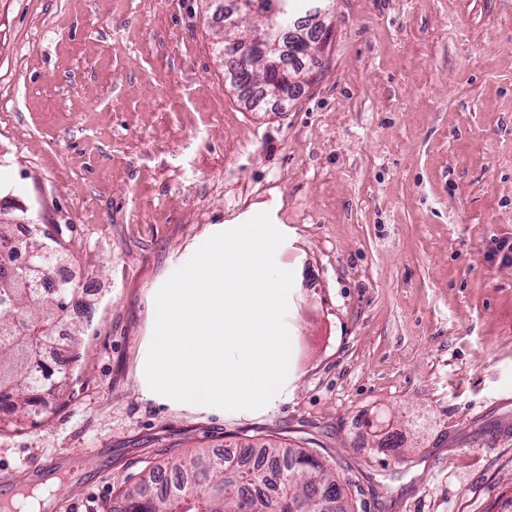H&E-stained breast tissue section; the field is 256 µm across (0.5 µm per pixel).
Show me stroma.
Masks as SVG:
<instances>
[{
  "mask_svg": "<svg viewBox=\"0 0 512 512\" xmlns=\"http://www.w3.org/2000/svg\"><path fill=\"white\" fill-rule=\"evenodd\" d=\"M215 0H0V198L56 226L78 361L0 475L77 455L68 512L190 448L303 447L354 512L512 495V0H334L322 73L270 105L224 82ZM294 274L286 381L257 411L151 394L160 286L257 207Z\"/></svg>",
  "mask_w": 512,
  "mask_h": 512,
  "instance_id": "1",
  "label": "stroma"
}]
</instances>
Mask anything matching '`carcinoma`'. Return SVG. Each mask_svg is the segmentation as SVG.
<instances>
[{"label":"carcinoma","mask_w":512,"mask_h":512,"mask_svg":"<svg viewBox=\"0 0 512 512\" xmlns=\"http://www.w3.org/2000/svg\"><path fill=\"white\" fill-rule=\"evenodd\" d=\"M24 235V225L0 223V249L24 254V266L0 271V410L12 415L11 422H3L10 427L43 422L50 405L40 395L57 397L70 386L77 354L63 348L53 368L41 356L84 292L64 279L51 300H44L46 279L36 281L27 270H52L68 261V254L53 233L30 240ZM313 475L323 481L328 497L348 501L350 480L303 448L269 441L252 465L195 448L121 491L122 506L113 512H293L292 505L310 499Z\"/></svg>","instance_id":"1"}]
</instances>
